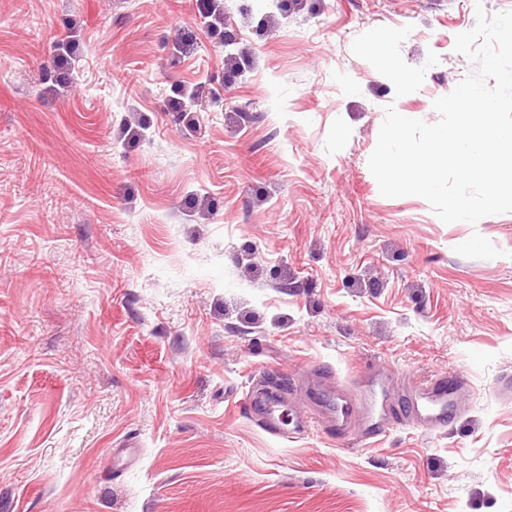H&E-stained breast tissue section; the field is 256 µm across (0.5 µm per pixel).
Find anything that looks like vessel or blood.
Returning <instances> with one entry per match:
<instances>
[{
	"label": "vessel or blood",
	"instance_id": "vessel-or-blood-1",
	"mask_svg": "<svg viewBox=\"0 0 512 512\" xmlns=\"http://www.w3.org/2000/svg\"><path fill=\"white\" fill-rule=\"evenodd\" d=\"M466 392V382L460 372L422 383L408 382L400 387L392 370H371L369 386L354 390L331 389L328 405L322 412L326 428L336 435L358 431L368 442L384 435L392 423L407 418L414 424L430 429L447 426L456 416ZM283 391L252 392L248 407L273 436L290 439L288 414L284 410Z\"/></svg>",
	"mask_w": 512,
	"mask_h": 512
}]
</instances>
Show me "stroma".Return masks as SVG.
Masks as SVG:
<instances>
[{
	"label": "stroma",
	"instance_id": "stroma-1",
	"mask_svg": "<svg viewBox=\"0 0 512 512\" xmlns=\"http://www.w3.org/2000/svg\"><path fill=\"white\" fill-rule=\"evenodd\" d=\"M215 2L0 0V512H512V213L368 167L512 0ZM311 365L459 370L467 408L280 440L245 397Z\"/></svg>",
	"mask_w": 512,
	"mask_h": 512
}]
</instances>
